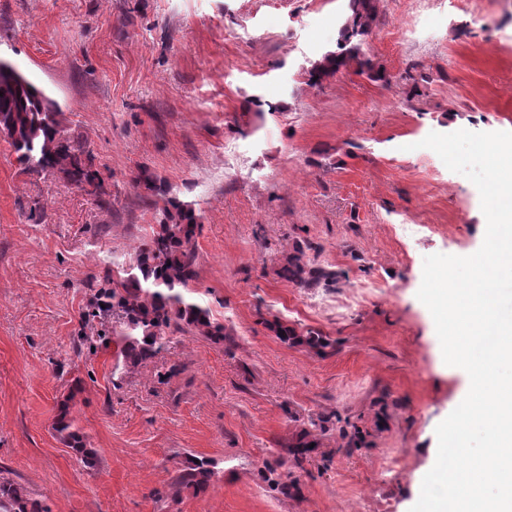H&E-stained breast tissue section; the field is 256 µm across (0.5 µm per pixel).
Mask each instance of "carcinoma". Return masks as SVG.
<instances>
[{
	"label": "carcinoma",
	"mask_w": 512,
	"mask_h": 512,
	"mask_svg": "<svg viewBox=\"0 0 512 512\" xmlns=\"http://www.w3.org/2000/svg\"><path fill=\"white\" fill-rule=\"evenodd\" d=\"M378 0H350V14L339 32L337 48L329 51L307 68L308 82L320 87L325 81L351 65L357 73L375 81L386 74L362 53V45L377 19ZM13 66L6 62L0 70V132L16 154L22 170L40 173L52 170L75 184L102 205V182L92 169L90 158L81 145L62 134L59 109L34 83L13 76ZM135 183L160 195L164 200L161 217L150 242L135 260L116 267L101 284L89 315L97 317L112 312L121 320L116 339L117 356L126 368H134L167 349L172 335L190 333L205 336L215 343L224 342V325L213 319L209 308L190 297V285L196 278V236L199 224L191 205L170 196V189L158 186L145 170ZM284 275L303 281L306 275L301 256L288 259ZM277 334L294 344L323 349L328 343L312 331L299 333L277 326ZM57 435L69 445L83 465L96 466L97 454L86 447L73 426L69 405H64L55 422ZM214 471L212 461L200 460L183 470L177 483L186 487L206 485ZM0 512H50L28 490L11 482L0 483Z\"/></svg>",
	"instance_id": "1"
}]
</instances>
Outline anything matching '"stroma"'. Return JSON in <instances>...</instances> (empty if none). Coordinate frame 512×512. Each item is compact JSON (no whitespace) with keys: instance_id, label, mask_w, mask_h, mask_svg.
<instances>
[{"instance_id":"1","label":"stroma","mask_w":512,"mask_h":512,"mask_svg":"<svg viewBox=\"0 0 512 512\" xmlns=\"http://www.w3.org/2000/svg\"><path fill=\"white\" fill-rule=\"evenodd\" d=\"M481 2L380 0L363 50L387 81L318 88L304 72L349 0H0V59L57 102L109 200L22 171L0 137V478L50 512H410L468 386L417 297L423 260L472 255L486 230L475 185L420 142L512 132V0ZM142 168L193 205V296L233 346L178 334L118 373L115 348L86 344L113 319L85 315L107 260L153 235ZM298 242L326 277L280 276ZM66 401L94 469L53 429ZM201 458L206 490L177 484ZM277 334L286 341L291 340L292 344H303L312 349L320 350L328 346L323 337L313 331H306V334L298 333L295 329H289L288 326L278 325Z\"/></svg>"}]
</instances>
